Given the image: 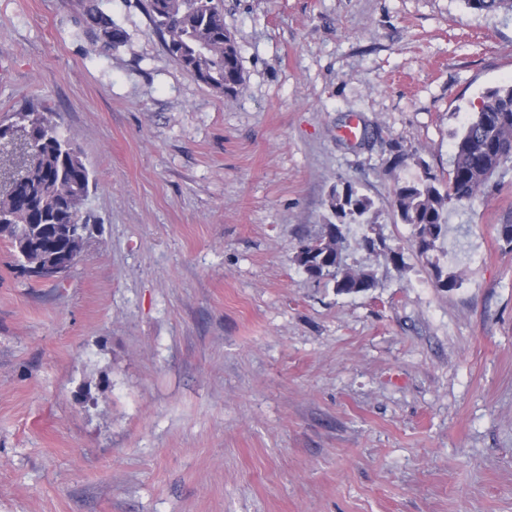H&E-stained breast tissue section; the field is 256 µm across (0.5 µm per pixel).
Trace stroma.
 Here are the masks:
<instances>
[{
	"instance_id": "35a3bbf8",
	"label": "stroma",
	"mask_w": 512,
	"mask_h": 512,
	"mask_svg": "<svg viewBox=\"0 0 512 512\" xmlns=\"http://www.w3.org/2000/svg\"><path fill=\"white\" fill-rule=\"evenodd\" d=\"M83 3L0 0V120L51 110L96 218L54 279L0 238V512H512V164L429 256L393 207L512 83V14L224 0L227 97L148 0H100L106 52ZM344 184L404 254L350 248L367 294L295 261ZM85 23V32L90 34L95 42H101L103 51L123 43L126 39V32L116 26L112 19L100 10L95 0L87 1Z\"/></svg>"
}]
</instances>
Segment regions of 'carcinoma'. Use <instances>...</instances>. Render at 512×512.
Instances as JSON below:
<instances>
[{
    "label": "carcinoma",
    "mask_w": 512,
    "mask_h": 512,
    "mask_svg": "<svg viewBox=\"0 0 512 512\" xmlns=\"http://www.w3.org/2000/svg\"><path fill=\"white\" fill-rule=\"evenodd\" d=\"M478 12L506 10L512 0H464ZM154 31L161 37L170 57L186 72L209 87L233 96L242 82L239 50L234 38L224 36L222 0H148ZM85 32L101 42L106 51L121 44L126 32L103 13L96 0H87ZM0 140L18 149L21 165L0 191V224L10 225L4 233L19 267H27L39 250L63 248L39 226L88 224L84 211L92 178L80 151L53 124L51 113L34 107L0 122ZM512 162V85L487 94L464 126L454 144L448 173L438 176L430 168L411 182L399 184L393 207L402 223L414 231L416 250L428 255L448 235V205L483 199L493 191L490 180L506 163ZM329 206L336 222L333 234L301 241L296 262L312 278L329 277L336 294L351 295L377 287L373 273L346 263L352 225L368 214L373 202L352 185L332 190ZM356 243L370 251L381 250L396 267L404 263L403 252L387 245L378 233L362 232Z\"/></svg>",
    "instance_id": "carcinoma-1"
}]
</instances>
